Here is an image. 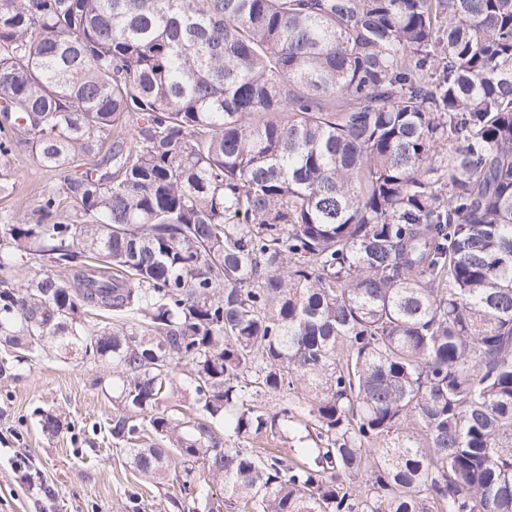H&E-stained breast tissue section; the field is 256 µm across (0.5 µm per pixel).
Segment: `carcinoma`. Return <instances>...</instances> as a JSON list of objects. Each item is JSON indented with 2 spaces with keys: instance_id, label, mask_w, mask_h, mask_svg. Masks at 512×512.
I'll return each instance as SVG.
<instances>
[{
  "instance_id": "cac0c4a2",
  "label": "carcinoma",
  "mask_w": 512,
  "mask_h": 512,
  "mask_svg": "<svg viewBox=\"0 0 512 512\" xmlns=\"http://www.w3.org/2000/svg\"><path fill=\"white\" fill-rule=\"evenodd\" d=\"M23 148L0 347L186 512H512V0H0ZM0 169L9 173L0 190V216L5 218L30 213L37 204L39 194L53 186L58 179L56 172L45 168L29 152L0 156ZM312 436H308V432L304 430L303 427L297 428V429H290L288 432V442L284 445V440L280 438H272L270 437H260V438H254V444L257 446V448H282L285 450L288 448V453L292 455V452L290 451V448L296 449V448H308L315 446L312 437L315 438L314 431L309 428Z\"/></svg>"
}]
</instances>
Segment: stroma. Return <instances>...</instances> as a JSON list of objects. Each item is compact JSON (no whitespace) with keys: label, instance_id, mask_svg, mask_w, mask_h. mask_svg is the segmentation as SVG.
<instances>
[{"label":"stroma","instance_id":"obj_1","mask_svg":"<svg viewBox=\"0 0 512 512\" xmlns=\"http://www.w3.org/2000/svg\"><path fill=\"white\" fill-rule=\"evenodd\" d=\"M9 176L0 183V216L30 213L41 192L58 176L31 153L0 156ZM112 368L76 354L48 356L0 368V512H183L174 477L145 483L125 454L99 449L96 425L112 412V392L95 386ZM44 409L61 413L63 425L50 435L36 416ZM27 460L43 490L31 488L11 466Z\"/></svg>","mask_w":512,"mask_h":512}]
</instances>
